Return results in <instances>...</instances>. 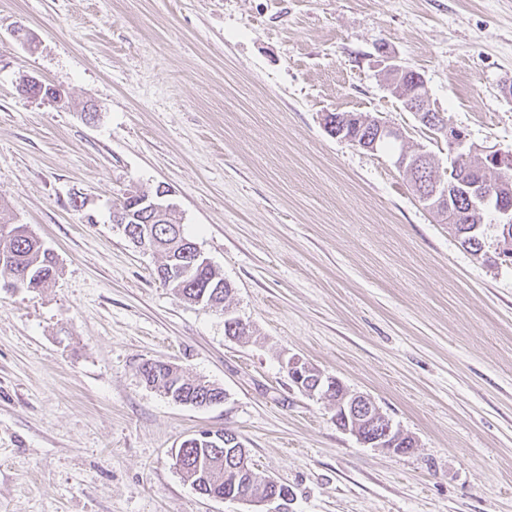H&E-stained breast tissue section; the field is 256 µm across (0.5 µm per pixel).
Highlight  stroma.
I'll list each match as a JSON object with an SVG mask.
<instances>
[{
	"instance_id": "obj_1",
	"label": "stroma",
	"mask_w": 512,
	"mask_h": 512,
	"mask_svg": "<svg viewBox=\"0 0 512 512\" xmlns=\"http://www.w3.org/2000/svg\"><path fill=\"white\" fill-rule=\"evenodd\" d=\"M388 56L469 144L512 151V0H0V219L61 269L0 287V512H254L176 464L220 429L291 512H512V266L494 239L464 249L390 153L324 126L367 113L447 168L388 90ZM26 75L65 104L21 95ZM158 187L232 285L228 310L164 288L159 255L113 224V201ZM228 311L248 336L225 335ZM291 356L369 395L415 450L337 427ZM149 360L224 402L164 397Z\"/></svg>"
}]
</instances>
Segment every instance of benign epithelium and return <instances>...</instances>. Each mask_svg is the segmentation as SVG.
I'll use <instances>...</instances> for the list:
<instances>
[{
	"mask_svg": "<svg viewBox=\"0 0 512 512\" xmlns=\"http://www.w3.org/2000/svg\"><path fill=\"white\" fill-rule=\"evenodd\" d=\"M438 136L448 141L450 149V164L446 175H455V170L462 160L468 159L472 153L463 151L467 137L465 133L455 126L446 124L437 129ZM401 130L389 123L383 122L378 125L373 140H363L360 146L372 152L377 151L378 145L384 140H402ZM481 159L489 162L499 172L506 173L512 169V152H503L492 147L481 150ZM476 195L486 204L493 213V223L503 232L504 237H509L512 232V205L501 200L497 185L489 182L480 183ZM146 213L152 214V219L165 223L170 217L175 205L169 199V191L159 190L156 194H147L140 200ZM204 260L200 250L192 251L191 262L186 263L178 257L170 268L169 276L173 281H182L190 276L194 268ZM285 367L294 385L303 393L309 396L332 399L337 415L342 417L343 430L356 437L359 443L369 445L373 448H385L391 450L408 437L403 430L393 425L390 417L371 398L352 393L341 386V382L324 372L311 367L298 357H291L287 360ZM224 442L234 446L229 464L237 465V468L246 470L249 468L247 453L244 445L237 436L231 432H224ZM280 482L265 477L262 482L253 484L246 491L236 495H228L232 500H238L249 505L261 506L271 505L270 512H288L289 496L278 493Z\"/></svg>",
	"mask_w": 512,
	"mask_h": 512,
	"instance_id": "7a95c632",
	"label": "benign epithelium"
}]
</instances>
